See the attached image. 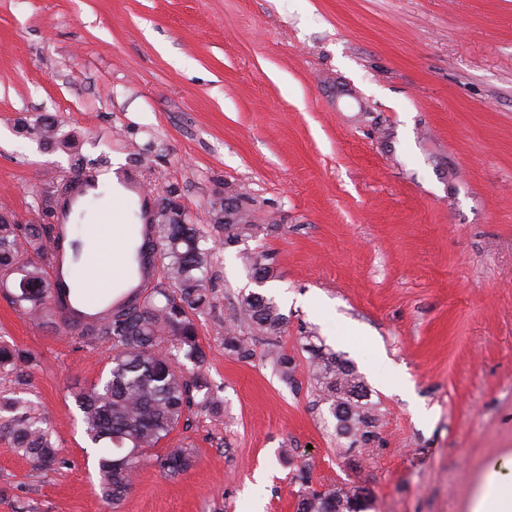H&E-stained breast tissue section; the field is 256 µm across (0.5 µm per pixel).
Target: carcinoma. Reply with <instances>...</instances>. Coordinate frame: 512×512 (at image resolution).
Here are the masks:
<instances>
[{
  "label": "carcinoma",
  "instance_id": "cac0c4a2",
  "mask_svg": "<svg viewBox=\"0 0 512 512\" xmlns=\"http://www.w3.org/2000/svg\"><path fill=\"white\" fill-rule=\"evenodd\" d=\"M22 132L38 131L42 145L71 150L74 136L61 132L53 120L24 122ZM53 193L65 202L78 188L73 180L51 181ZM241 209L232 222H214L224 233V242L235 243L251 237L257 225L251 209L240 196H232ZM161 265L152 275L151 293L141 300L130 293L112 304L103 318L92 324H73L65 316L64 302L51 288L48 254L51 233L47 224H16L0 219V288L10 292L14 309L37 324L56 327L65 324L69 335L84 343L109 341L112 344L109 377L98 388L93 386L75 395L83 415L85 432L92 444L100 446L98 487L101 499L116 510L133 487L134 475L146 460L147 450L156 447L194 408L215 410L219 400L202 372L207 356L198 336L196 318L211 309V292L206 287L211 249L199 225L170 221L151 225ZM255 279L272 274L273 257L265 251L247 256ZM238 312L256 330L274 335L286 323L279 306L265 296L250 292L241 295ZM313 375L331 414L336 433L363 447L376 442L377 419L363 378L341 355L313 337H306ZM224 350L241 360L253 350L231 332L224 335ZM31 355L0 343V371L21 379L27 376ZM193 368H187V363ZM273 364L281 378L292 380V360L275 352ZM9 418L0 422V437L8 440L14 452L34 467L48 469L61 462L60 449L48 428L33 415L25 402L11 399ZM196 450L177 446L156 457L155 465L165 475L176 477L192 470ZM296 480L297 512H369L371 494L360 486L336 485L323 491L304 487L307 477Z\"/></svg>",
  "mask_w": 512,
  "mask_h": 512
}]
</instances>
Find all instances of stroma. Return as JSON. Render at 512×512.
Wrapping results in <instances>:
<instances>
[{"mask_svg": "<svg viewBox=\"0 0 512 512\" xmlns=\"http://www.w3.org/2000/svg\"><path fill=\"white\" fill-rule=\"evenodd\" d=\"M39 117L109 159L115 198L75 231L138 223L171 189L202 225L216 194L253 202L254 236L209 234L197 327L222 406L148 450L121 512H296L302 470L365 487L372 512H472L487 475L512 483V0H0V207L23 219L71 167L18 133ZM250 291L287 316L277 335L237 322ZM228 326L251 359L225 352ZM308 334L362 376L373 446L337 436ZM0 341L33 357L0 390L62 457L36 469L0 438V512H108L75 395L108 377L110 343L34 323L2 288ZM184 444L197 466L165 477L156 456ZM249 268L256 280L263 281L272 274L273 257L266 251H255L247 257Z\"/></svg>", "mask_w": 512, "mask_h": 512, "instance_id": "obj_1", "label": "stroma"}]
</instances>
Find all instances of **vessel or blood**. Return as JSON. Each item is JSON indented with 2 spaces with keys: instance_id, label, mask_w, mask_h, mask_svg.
I'll return each mask as SVG.
<instances>
[{
  "instance_id": "1",
  "label": "vessel or blood",
  "mask_w": 512,
  "mask_h": 512,
  "mask_svg": "<svg viewBox=\"0 0 512 512\" xmlns=\"http://www.w3.org/2000/svg\"><path fill=\"white\" fill-rule=\"evenodd\" d=\"M140 234L138 225H126L125 247L116 267L99 253L88 254L86 260L77 261L70 252H52L48 267L52 287L66 289L69 307L86 316L96 315L111 305L115 279H122L128 288L146 287V280L137 274L133 249V243Z\"/></svg>"
}]
</instances>
